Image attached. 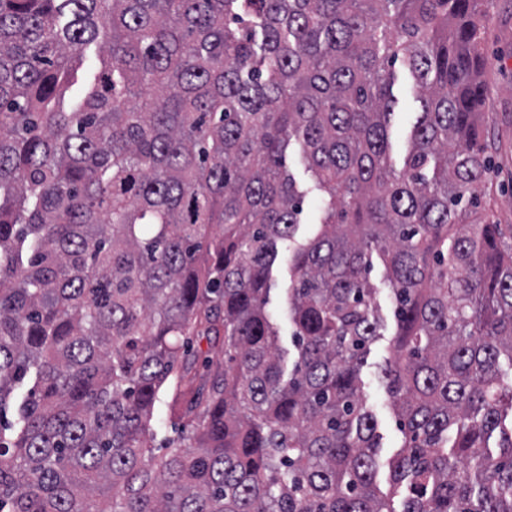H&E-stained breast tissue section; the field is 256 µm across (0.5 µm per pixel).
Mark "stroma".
Listing matches in <instances>:
<instances>
[{
	"label": "stroma",
	"mask_w": 512,
	"mask_h": 512,
	"mask_svg": "<svg viewBox=\"0 0 512 512\" xmlns=\"http://www.w3.org/2000/svg\"><path fill=\"white\" fill-rule=\"evenodd\" d=\"M482 55L483 137L491 166L480 190L481 203L497 223L512 224V0H491L482 30ZM395 75L393 94L397 103L391 117V155L399 164L407 151L418 104L407 69L396 66ZM390 341L386 335L371 345L361 371L363 396L377 421L380 448L376 482L383 489L388 486V460L403 443L380 372L391 355Z\"/></svg>",
	"instance_id": "1"
}]
</instances>
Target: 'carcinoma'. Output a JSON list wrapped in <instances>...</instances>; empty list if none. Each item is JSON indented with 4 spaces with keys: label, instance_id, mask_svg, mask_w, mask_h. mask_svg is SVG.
Instances as JSON below:
<instances>
[{
    "label": "carcinoma",
    "instance_id": "1",
    "mask_svg": "<svg viewBox=\"0 0 512 512\" xmlns=\"http://www.w3.org/2000/svg\"><path fill=\"white\" fill-rule=\"evenodd\" d=\"M480 2L0 0V512H512ZM398 63L420 109L397 171ZM285 254L289 365L267 308ZM375 256L403 434L385 494L360 379ZM286 165L294 173L300 187L306 192L302 215V222L305 224L301 226L300 230L304 235H307L311 227L310 224L316 222L318 198L309 175L304 172L305 166L302 162L299 146L289 149L286 156ZM167 397V393L161 397V400L155 408L154 417L152 420V428L156 433V447H160L165 439L176 436L173 420L170 419L167 415Z\"/></svg>",
    "mask_w": 512,
    "mask_h": 512
}]
</instances>
